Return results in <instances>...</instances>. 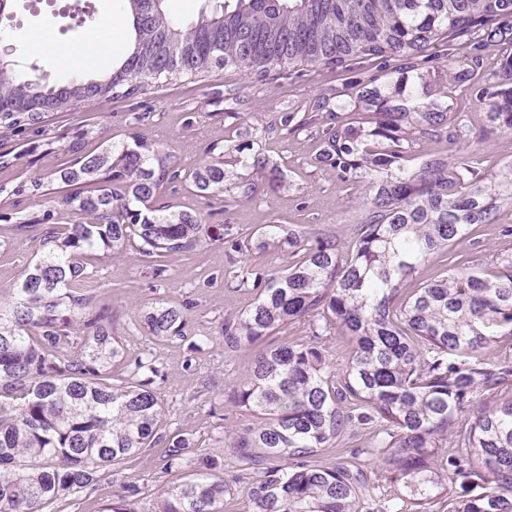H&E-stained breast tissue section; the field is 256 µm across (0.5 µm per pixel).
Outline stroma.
Returning <instances> with one entry per match:
<instances>
[{
  "mask_svg": "<svg viewBox=\"0 0 512 512\" xmlns=\"http://www.w3.org/2000/svg\"><path fill=\"white\" fill-rule=\"evenodd\" d=\"M11 14L10 34L0 40V55L16 61L23 74L41 75L58 69L60 59L80 50L87 33L104 24L105 2L14 0ZM45 24L50 32L43 50L33 54L27 40ZM375 67L370 59L355 70L307 65L291 76H273L263 82L250 81L230 69L212 68L199 78L158 81L146 94L135 98L103 97L67 112H53L44 123L51 146L29 157L24 167L0 169V183L13 184L64 162V145L85 124L95 125L99 132L98 138L87 142V150H95L107 140L121 141L128 133L136 132L145 141L160 144L179 167L188 170L235 139L240 123L232 114L239 111L249 125L262 129L260 143L265 153L292 176L299 192L270 190L259 177L255 180L256 193L238 198L229 208L223 198L199 197L180 185L166 188L165 202L208 215L210 223L227 225L230 235L241 241L256 239L259 229L267 224H293L307 232L334 235L345 245L356 234L354 218L362 207L363 189L344 186L331 170L311 167L316 141L306 132L284 135L274 123L288 104L305 105L332 90L346 97L353 95L360 74L374 72ZM230 87L240 89V102L222 101L211 95L212 89ZM461 103L470 126L472 148L498 154L512 150L511 141L488 131L482 104L466 97ZM510 222L512 214L503 213L496 223L476 226L451 251L435 253L407 280V290L436 277L446 268L451 254L466 259L474 268L492 263L501 243L499 229ZM35 248L32 233L0 222V286H10L17 280ZM244 259L254 269L272 273L285 269L291 256L287 247L272 246L251 250ZM244 259L225 248L223 240H209L193 252L160 258L158 263L165 266L166 273L164 279L157 280L151 274L153 264L140 255L133 242L122 255L102 254L94 259L92 275L82 285L95 303L110 307L112 330L124 342L127 362L147 356L157 360L162 378L156 388L165 409L163 431L189 434L195 453L212 455L221 462L224 479L233 487L224 498V512H252L249 491L258 479L237 452L224 445L225 440L243 434L256 422L251 414L224 402L225 388L245 377L257 348H231L224 343L225 318L246 309L255 299L252 292L232 286ZM155 301L187 306L188 319L180 336L166 341L145 336L142 308ZM310 341L316 342L336 368L344 367L354 353L351 337L335 330L316 339L304 322L264 338L261 345ZM375 429L372 423L352 425L332 445L310 458L317 465L363 473V512H383L396 496L387 470L366 453ZM164 455L165 448L159 445L127 459L108 469L93 489L47 504L46 512H100L113 493L124 486L137 490L133 500L136 512H153L162 486L179 477L178 471H164Z\"/></svg>",
  "mask_w": 512,
  "mask_h": 512,
  "instance_id": "1",
  "label": "stroma"
}]
</instances>
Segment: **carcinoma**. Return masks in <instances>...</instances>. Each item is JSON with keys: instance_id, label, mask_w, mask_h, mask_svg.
<instances>
[{"instance_id": "1", "label": "carcinoma", "mask_w": 512, "mask_h": 512, "mask_svg": "<svg viewBox=\"0 0 512 512\" xmlns=\"http://www.w3.org/2000/svg\"><path fill=\"white\" fill-rule=\"evenodd\" d=\"M166 0H121L132 43L106 72L81 79H23L0 57V134L45 133L51 112L99 97L129 98L164 79L197 76L215 67L249 79L288 76L303 64L349 66L380 60V74L359 83L356 101L323 94L311 111L289 106L278 127L306 131L318 142L315 168L342 183L364 185L357 239L342 249L329 237L310 238L290 224L260 228L255 248L286 245L292 261L281 272L242 271L237 288L254 302L224 319V341L254 344L292 323L310 321L313 338L340 328L355 352L334 372L322 350L305 343L268 346L247 379L224 392L232 407L260 417L231 440L246 460L269 463L250 490L254 512H363L360 472L311 465L348 424L380 421L370 454L389 467L396 499L424 506L436 497L448 512H512V354L488 355L512 338V247L488 270L456 263L413 294L405 281L431 255L465 236L472 224L512 213V159L485 166L466 149L463 113L448 104L437 56L445 43L453 80L486 108V123L512 138V54L495 71L485 50L512 44V0H233L221 12L185 22ZM400 61L391 80L389 59ZM95 126L67 145L69 162L33 174L0 196L43 198L37 212L0 213L19 230L49 226L34 257L11 286H0V512H44L60 497L93 487L102 471L164 445L165 467L186 469L164 487L154 512H223L221 464L191 456V439L161 431L164 408L155 391L159 369L126 361L107 311L82 292L97 252L114 255L139 242L146 258L178 255L215 238V225L195 210L162 202L175 183L200 197L227 187L256 193L239 168L262 175L272 189L299 190L258 143L249 125L224 151L190 169L134 134L84 150ZM443 139L455 149L422 158L413 145ZM50 141L0 151V169L24 166ZM81 190L59 197L54 186ZM187 307L151 302L143 330L158 341L181 335ZM498 398L474 409L484 393ZM448 452L453 474L429 461ZM459 479V488L453 479ZM136 489L104 512H136Z\"/></svg>"}]
</instances>
